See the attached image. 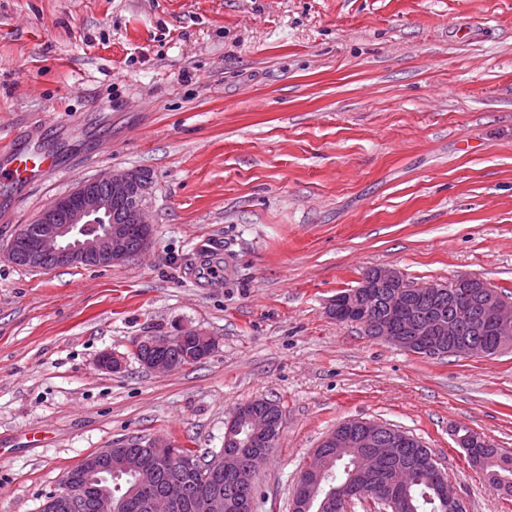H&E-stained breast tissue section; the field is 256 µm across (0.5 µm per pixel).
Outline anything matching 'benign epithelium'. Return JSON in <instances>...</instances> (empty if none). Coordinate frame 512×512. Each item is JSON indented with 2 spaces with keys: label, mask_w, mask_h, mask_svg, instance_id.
Wrapping results in <instances>:
<instances>
[{
  "label": "benign epithelium",
  "mask_w": 512,
  "mask_h": 512,
  "mask_svg": "<svg viewBox=\"0 0 512 512\" xmlns=\"http://www.w3.org/2000/svg\"><path fill=\"white\" fill-rule=\"evenodd\" d=\"M109 183L106 195L99 193L100 181ZM148 179L133 170H114L103 179L82 182L72 192L53 200L39 214L38 219L46 224L43 234L34 241L20 240L6 250L7 257L14 259L17 252L25 255L27 262L35 267L51 261L57 266H71L96 262L101 266L121 264L132 257L127 248L130 227L112 223V200L124 199L131 203V219L135 225L150 226L145 198ZM66 211L69 222L57 224L55 213ZM385 286L391 289L387 302V321L374 320L371 299L375 289ZM418 285L408 281L396 269L375 268L361 278L359 285L336 294L331 300L329 312L339 308L346 310V324H355L366 330L378 331V338L401 349L411 346L415 354L437 357L443 349L437 344L439 337L455 335V328L447 325L437 313L418 312L412 302V293ZM448 304L456 313V322L474 331L487 329L503 346L512 345V299L499 293L490 282L476 276L462 275L446 285ZM482 289L480 306L468 301L464 289ZM186 338L198 341L201 359L211 356L216 348L215 340L206 332L183 327L173 334L143 336L135 345L147 344L156 350L153 356L145 358L141 364L155 372H167L178 368L181 363L167 357V351ZM98 366L110 373H119L123 368L122 358L105 351L97 359ZM251 422L249 440L260 442L265 447L273 445L276 435L270 430L269 421L260 413L245 404L239 408ZM388 424L370 420L350 419L336 427V435L325 440L327 444L342 447L354 438L362 448H375L378 455L396 456L402 438L384 441L383 431ZM121 468L131 470L136 485L147 489L154 482L153 472L139 465V460L129 457L121 462ZM113 469L112 452H100L85 457L63 478L58 490L42 506L43 512H75L81 498L86 494L88 477ZM439 495L448 501L452 512H467L468 505L454 487L446 481L439 483ZM96 512H119V504L112 497L107 486L98 489L95 497ZM153 512H220L222 496L213 488H202L193 493L181 478L172 479L162 497L150 504Z\"/></svg>",
  "instance_id": "7a95c632"
}]
</instances>
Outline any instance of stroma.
I'll list each match as a JSON object with an SVG mask.
<instances>
[{"label":"stroma","mask_w":512,"mask_h":512,"mask_svg":"<svg viewBox=\"0 0 512 512\" xmlns=\"http://www.w3.org/2000/svg\"><path fill=\"white\" fill-rule=\"evenodd\" d=\"M25 144L61 167L0 181V512H39L135 438L222 448L257 399L283 420L255 512H290L349 419L419 438L468 512H512L455 434L512 451V349L423 358L327 312L376 267L512 295V0H0V146ZM122 169L151 181L147 252L3 258L55 198ZM182 326L213 355L161 374L135 358Z\"/></svg>","instance_id":"stroma-1"}]
</instances>
